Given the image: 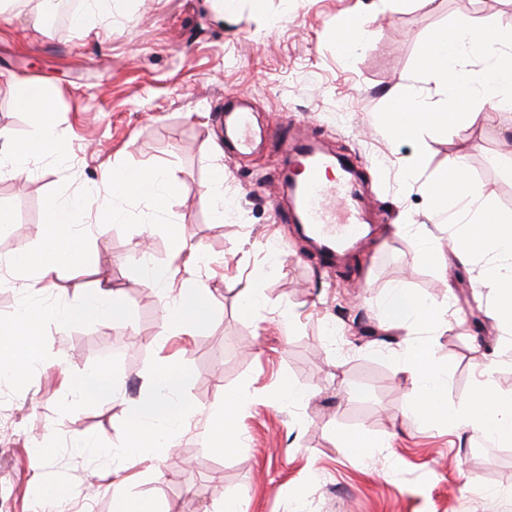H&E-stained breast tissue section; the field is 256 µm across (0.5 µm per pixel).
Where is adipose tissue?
I'll return each mask as SVG.
<instances>
[{
  "instance_id": "adipose-tissue-1",
  "label": "adipose tissue",
  "mask_w": 512,
  "mask_h": 512,
  "mask_svg": "<svg viewBox=\"0 0 512 512\" xmlns=\"http://www.w3.org/2000/svg\"><path fill=\"white\" fill-rule=\"evenodd\" d=\"M15 95L17 105L33 113L34 123L27 140L9 144L6 153L0 154V171L5 169L20 177L40 158L62 156L65 144L55 107L44 87L22 85ZM102 179L111 186L113 196L135 192L162 210L167 206L175 175L157 167H119L105 171ZM424 191L440 216L447 214L450 205L457 201L478 204L475 223L458 225L452 237V249L461 259L490 256L492 263L486 278L494 286L491 316L502 330L511 332L512 215L501 214L491 205L482 184L472 178L462 154L449 156L447 166L425 183ZM86 211V206L73 201L52 200L47 209L43 243L37 249L16 254L13 266L38 269L45 278L66 268L98 269L99 251L86 248L73 231L74 225L83 223ZM381 314L392 326L407 323L415 328L439 330L448 325L444 310L427 305L420 296L404 288L390 289ZM212 315L210 292L187 279L181 281L177 297L166 310L164 330L169 335L190 336L207 326ZM76 317L119 321L126 319L127 309L120 293L106 284L81 290L77 303L61 310L44 303L39 289H32L18 311L17 320L0 324V379H19L28 367L42 361L41 328L45 321L64 324ZM400 360L416 390L407 411L410 425L442 424L497 444L512 443V393L503 394L484 385L466 407L460 408L447 400V375L428 341H405ZM186 380L187 373L179 365L165 364L156 370L157 387L151 396L134 404V427L128 444L119 451L120 456L128 458L143 449L159 447V430L174 431L182 426L186 415L182 390ZM248 402V397L241 394L225 395L223 414L209 426L213 447L228 451L240 447L242 437L237 418Z\"/></svg>"
}]
</instances>
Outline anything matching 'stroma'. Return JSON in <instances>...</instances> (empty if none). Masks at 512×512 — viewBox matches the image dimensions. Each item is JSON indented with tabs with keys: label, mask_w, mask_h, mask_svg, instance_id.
I'll use <instances>...</instances> for the list:
<instances>
[{
	"label": "stroma",
	"mask_w": 512,
	"mask_h": 512,
	"mask_svg": "<svg viewBox=\"0 0 512 512\" xmlns=\"http://www.w3.org/2000/svg\"><path fill=\"white\" fill-rule=\"evenodd\" d=\"M214 6L128 0L111 24L83 32L66 22L49 26L31 8L0 13V132L28 136L32 116L14 91L40 84L53 93L68 148L22 177L0 175V210L14 223L0 234V321L14 320L29 296L36 270L9 260L40 246L53 199L90 202L88 223L104 232L87 242L129 309L122 321L47 322L51 366L0 383L10 396L0 402V512H39V472L70 490V512H116L123 495L154 501L159 512H222L228 496L248 512H512V503L490 494L512 486V444L407 424L414 386L398 360L411 331L388 328L379 310L396 286L447 305L455 325L430 342L447 373L449 403L474 398L488 354L497 360L493 388L512 393V335L490 317L493 290L483 280L490 259L459 261L423 192L425 178L462 153L495 205L512 212V177L492 162L512 153V112L425 134L424 173L406 186L401 172L413 146L392 140L378 121L379 110L407 89L442 101L440 86L412 75L428 34L462 16L512 27V0H263L259 8L235 0L223 16ZM355 18L369 22L364 46L338 51L337 22ZM231 104L250 115L254 140L243 153L224 135ZM283 120L296 136L313 133L330 152L353 158L362 173L372 231L328 267L280 218L284 201L273 188L287 149L277 130ZM146 165L179 179L166 209L141 196L113 206L102 171ZM217 169L224 172L219 217L204 195ZM170 224L200 244L203 257L185 274L214 300L211 322L193 336L163 335L175 293L146 287L134 253L148 241L149 262L167 265ZM427 237L437 249L422 264L417 244ZM274 248L280 256L266 299L245 313L247 281ZM169 362L190 373L187 424L172 449H145L115 491L93 475L121 466L113 452L128 443L131 407ZM103 365L118 394L105 402L80 396L82 377ZM285 380L308 398H288ZM231 392L253 402L238 419L241 446L227 452L212 447L207 425ZM353 432L374 438L370 455L343 447L342 436ZM47 433L57 442L48 461L36 450ZM79 435L86 447H72Z\"/></svg>",
	"instance_id": "stroma-1"
}]
</instances>
